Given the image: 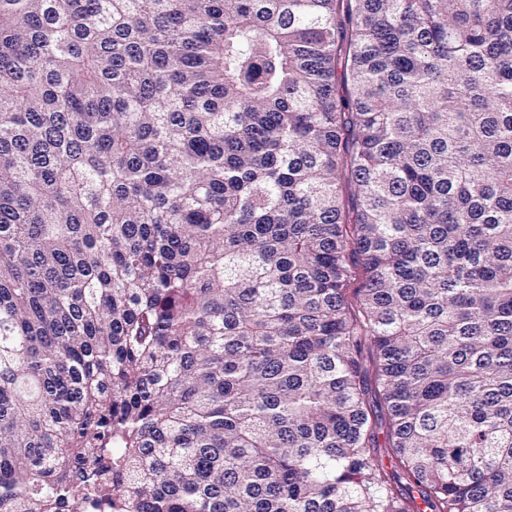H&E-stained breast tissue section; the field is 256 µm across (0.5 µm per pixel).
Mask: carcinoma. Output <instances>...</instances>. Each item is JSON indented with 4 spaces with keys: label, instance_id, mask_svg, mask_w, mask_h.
<instances>
[{
    "label": "carcinoma",
    "instance_id": "carcinoma-1",
    "mask_svg": "<svg viewBox=\"0 0 512 512\" xmlns=\"http://www.w3.org/2000/svg\"><path fill=\"white\" fill-rule=\"evenodd\" d=\"M0 512H512V0H0Z\"/></svg>",
    "mask_w": 512,
    "mask_h": 512
}]
</instances>
